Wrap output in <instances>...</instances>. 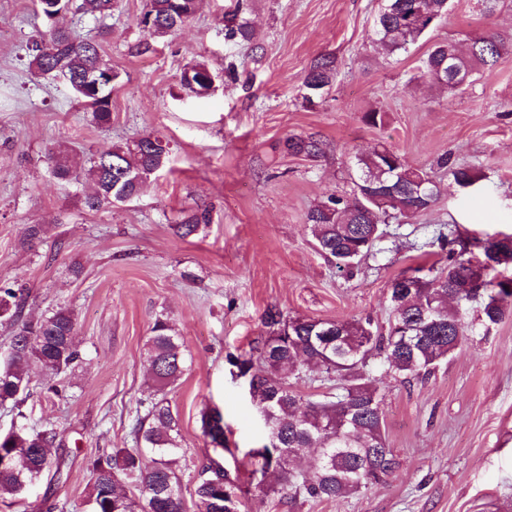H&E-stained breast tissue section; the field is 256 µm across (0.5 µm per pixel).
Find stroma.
<instances>
[{
    "label": "stroma",
    "instance_id": "1",
    "mask_svg": "<svg viewBox=\"0 0 512 512\" xmlns=\"http://www.w3.org/2000/svg\"><path fill=\"white\" fill-rule=\"evenodd\" d=\"M383 0H200L196 13L149 40L138 20L146 0H117L110 17L67 15L64 23L98 39L119 75L112 122L97 125L59 79L34 74L27 44L44 22L33 0H0V279L26 290L25 313L73 311L81 365L63 396L33 395L25 423L53 424L60 475L42 479L27 507L0 512H85L90 460L129 448L137 402L148 390L144 362L154 319L166 314L186 348V369L167 399L179 414L183 448L177 471L185 512L207 451L200 412L224 413L240 468L265 444L246 378L227 362L266 333L264 316L350 321L371 317L387 332L389 282L409 268L438 266L432 240L454 230L464 243L512 234V59L448 95L419 77L438 41L512 35V0H449L448 14L408 51L388 52L373 34ZM239 11L250 41L227 39L224 15ZM150 52H141L143 42ZM322 55L338 74L323 98L307 103L302 76ZM216 76L209 96L187 95L186 65ZM383 113L372 126L365 113ZM320 140L318 159L287 154L286 137ZM163 140L166 166L137 197L97 212L85 185L59 183L48 151L57 144L89 159L115 143ZM384 144L436 175L437 200L384 236L354 272L319 254L308 211L335 194L355 198L358 155ZM472 167L480 190L465 194L441 158ZM209 221L182 239V212ZM41 225L39 241L25 229ZM80 276H73V268ZM369 378L383 397L385 434L400 461L385 486L341 501L278 503L251 488L240 512H512V316L466 342L426 379L400 382L379 356Z\"/></svg>",
    "mask_w": 512,
    "mask_h": 512
}]
</instances>
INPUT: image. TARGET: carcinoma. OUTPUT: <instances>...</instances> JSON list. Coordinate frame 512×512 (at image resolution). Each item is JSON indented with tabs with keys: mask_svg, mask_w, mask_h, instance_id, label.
<instances>
[{
	"mask_svg": "<svg viewBox=\"0 0 512 512\" xmlns=\"http://www.w3.org/2000/svg\"><path fill=\"white\" fill-rule=\"evenodd\" d=\"M49 18L63 10L73 15L103 19L112 15L113 0H35ZM199 0H147L139 25L152 38L173 31L197 10ZM448 12V0H386L378 17L376 35L388 51L407 50L430 31ZM228 36L248 41L251 30L237 16L227 19ZM29 67L41 75L63 79L79 102L93 113L99 125L112 122V87L91 89L88 76L96 73L118 78L102 55L100 45L68 28L50 22L47 30L27 47ZM455 51L457 71L467 83L483 69H492L512 56V41L495 34L470 39L467 50L451 42L435 44L423 61L424 76L452 95L462 87L448 73V51ZM336 76V59L318 58L302 78L305 100L323 95ZM180 86L187 93L203 95L210 87V70L203 63L184 68ZM284 149L291 155L318 158L323 144L312 138L290 136ZM55 178L65 184L85 182L89 192L84 205L91 211L121 201L140 188L168 162V150L154 146L149 137L114 145L78 163L73 151L58 144L49 151ZM357 187L368 185L389 190L387 201L349 204L331 194L306 216L317 250L338 268L351 270L371 253L381 237L380 224L387 219L409 218L429 209L437 198L432 175L410 166L398 153L379 145L357 158ZM448 174L463 189L474 186L478 175L464 165L448 166ZM208 222L205 212H188L176 234L191 237ZM454 232L439 234L440 249L448 250L441 269L418 266L388 285L395 319L387 335L377 336L368 318L324 321L314 318L285 319L272 309L264 324L256 354L228 355L238 375L250 378V394L264 411V426L271 443L258 451L262 462L242 479L240 467L230 468L235 458L224 436V415L217 407L201 411V429L211 448L194 488L196 512H223L229 497L240 499L249 486H263L270 476L279 477L280 501L293 508L297 501L342 500L361 490L383 486L399 468L384 435L381 396L366 374L368 355L375 350L387 369L409 381L428 377L474 335H482L512 315V237L478 240L480 257L468 255L467 245L454 248ZM24 289L0 281V323L12 328L8 355L0 365V404L19 409L31 396L34 379L41 390L60 395L62 380L82 360L76 343L73 312L60 307L31 319L24 314ZM145 362L152 389L139 400V415L131 427L135 447L113 448L92 463L89 512H183L180 479L175 464L182 448L178 414L160 394L182 376L185 354L182 337L161 315L151 328ZM306 367H317L327 378L340 381L339 392L313 401L294 388ZM58 433L52 425L31 429L21 423L0 432V502L21 504L30 488L51 468L60 470L50 448ZM314 454L319 464L304 473L294 461Z\"/></svg>",
	"mask_w": 512,
	"mask_h": 512,
	"instance_id": "1",
	"label": "carcinoma"
}]
</instances>
